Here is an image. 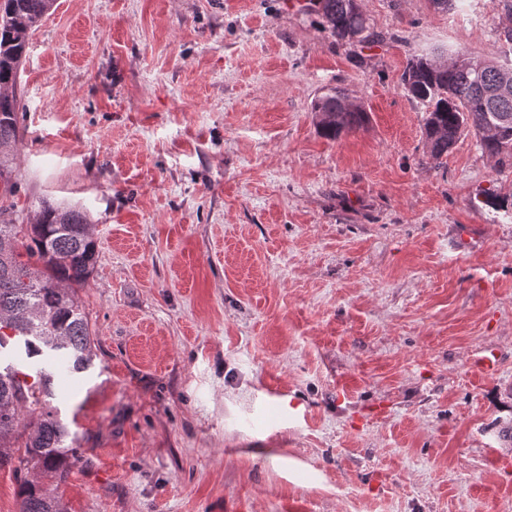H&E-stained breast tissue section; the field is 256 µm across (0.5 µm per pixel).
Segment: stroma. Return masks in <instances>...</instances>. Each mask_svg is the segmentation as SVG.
Returning <instances> with one entry per match:
<instances>
[{
  "instance_id": "obj_1",
  "label": "stroma",
  "mask_w": 512,
  "mask_h": 512,
  "mask_svg": "<svg viewBox=\"0 0 512 512\" xmlns=\"http://www.w3.org/2000/svg\"><path fill=\"white\" fill-rule=\"evenodd\" d=\"M56 0L21 71L15 201L81 205L93 368L54 380L72 512H512V169L432 161L431 44L512 58V0ZM341 87L368 123L331 140ZM495 356L486 377L472 363ZM355 0H308L302 7L307 14H316L321 26L337 44H349L361 49L370 48L380 42V36L372 29L369 19L353 5ZM350 34H359V40L352 42ZM345 94L336 88L314 101L313 111L319 115L321 133L338 139L343 133L363 127L368 121L367 112L360 106H346Z\"/></svg>"
}]
</instances>
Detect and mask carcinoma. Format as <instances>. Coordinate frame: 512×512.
Instances as JSON below:
<instances>
[{
    "instance_id": "carcinoma-1",
    "label": "carcinoma",
    "mask_w": 512,
    "mask_h": 512,
    "mask_svg": "<svg viewBox=\"0 0 512 512\" xmlns=\"http://www.w3.org/2000/svg\"><path fill=\"white\" fill-rule=\"evenodd\" d=\"M353 2L308 0L302 10L318 15L335 43L369 48L380 42L379 35ZM53 3L0 0V356L21 343L36 369L30 383L16 366H0V468L27 473L18 482V512H70L57 489L67 483L80 452L50 407L54 369L59 365L69 374H81L94 366L92 332L78 299L98 258L87 210L42 199L26 224L9 203L17 188L12 173L21 135L20 67L32 30ZM459 54L451 47L424 48L407 60L401 75L407 93L426 107V153L441 159L471 129L495 165L512 166V96L491 95L505 75L503 65L487 59L476 74L443 61ZM313 111L321 133L331 139L368 121L363 108L346 106L338 88L316 99Z\"/></svg>"
}]
</instances>
